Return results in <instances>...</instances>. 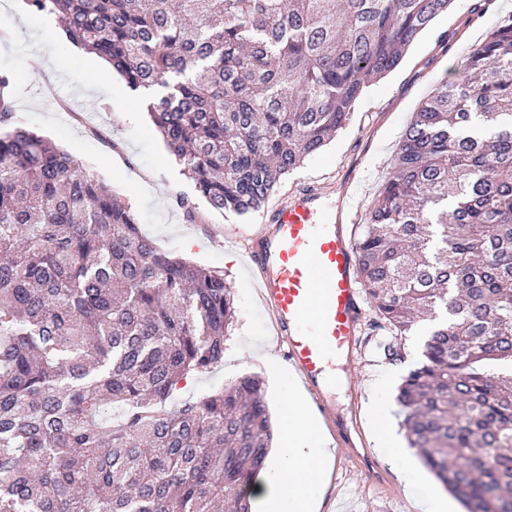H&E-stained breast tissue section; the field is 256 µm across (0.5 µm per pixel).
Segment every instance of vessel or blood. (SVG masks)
<instances>
[{
	"label": "vessel or blood",
	"mask_w": 512,
	"mask_h": 512,
	"mask_svg": "<svg viewBox=\"0 0 512 512\" xmlns=\"http://www.w3.org/2000/svg\"><path fill=\"white\" fill-rule=\"evenodd\" d=\"M362 213L330 207L321 190L291 194L245 236L244 260L275 327L282 351L318 421L331 435L337 462H360L382 487L388 473L372 459L356 422L336 411V369L353 382L365 315L358 247L352 227Z\"/></svg>",
	"instance_id": "b4317fda"
}]
</instances>
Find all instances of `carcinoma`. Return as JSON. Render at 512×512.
<instances>
[{
  "label": "carcinoma",
  "mask_w": 512,
  "mask_h": 512,
  "mask_svg": "<svg viewBox=\"0 0 512 512\" xmlns=\"http://www.w3.org/2000/svg\"><path fill=\"white\" fill-rule=\"evenodd\" d=\"M453 0H26L134 90L209 207L246 215L343 129ZM0 76V512H250L263 381L224 363V275L160 252L97 175L15 121ZM389 335L445 316L400 427L469 509L512 506V15L420 103L357 239Z\"/></svg>",
  "instance_id": "obj_1"
}]
</instances>
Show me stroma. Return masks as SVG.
I'll return each mask as SVG.
<instances>
[{"mask_svg": "<svg viewBox=\"0 0 512 512\" xmlns=\"http://www.w3.org/2000/svg\"><path fill=\"white\" fill-rule=\"evenodd\" d=\"M469 7L470 0H454L448 14L414 44L402 65L368 89L336 139L281 181L268 206L282 202L304 183L323 185L329 203L338 204L344 181L354 172L361 179L355 203L368 211L420 102L441 82L455 80L472 48L502 16L512 14V0H492L476 20L470 19ZM59 31L56 16L31 11L25 0H0V73L13 82L17 122L108 182L132 206L142 232L160 251L220 271L230 284L236 316L224 345V363L212 373L189 378L183 395L205 393L239 376L256 374L265 383L273 415H280L278 392L288 366L272 347L271 318L237 259L244 249L238 230L258 225L261 212L240 216L211 211L169 155L138 97L118 93L119 75L96 79L104 67L102 60L61 40ZM442 32L451 36L450 49L437 42ZM431 327V321H422L401 343L404 363L390 364L376 350L384 324L373 311H366L359 387L354 392L337 388L334 400L337 410L355 416L368 446L388 468L391 483L380 490L356 469L341 470L344 491L336 498L335 512H425L436 480L413 449L403 448L397 456L377 448L369 411L383 379L391 378L386 409L390 425L398 426L395 388L417 361Z\"/></svg>", "mask_w": 512, "mask_h": 512, "instance_id": "stroma-1", "label": "stroma"}]
</instances>
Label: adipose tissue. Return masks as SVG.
Wrapping results in <instances>:
<instances>
[{
	"mask_svg": "<svg viewBox=\"0 0 512 512\" xmlns=\"http://www.w3.org/2000/svg\"><path fill=\"white\" fill-rule=\"evenodd\" d=\"M286 406L281 448L254 482L255 512H314L326 452L311 440L308 409L296 392H289Z\"/></svg>",
	"mask_w": 512,
	"mask_h": 512,
	"instance_id": "obj_1",
	"label": "adipose tissue"
}]
</instances>
